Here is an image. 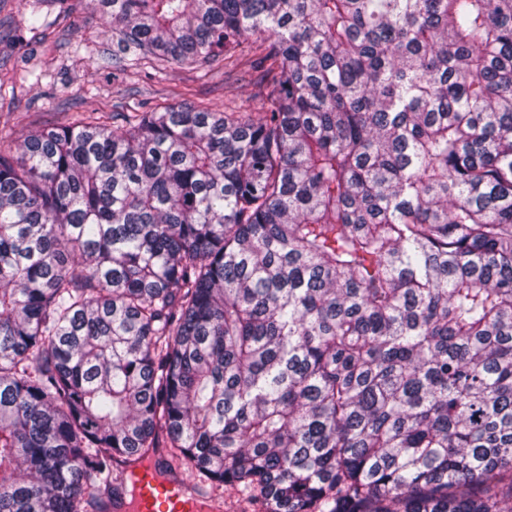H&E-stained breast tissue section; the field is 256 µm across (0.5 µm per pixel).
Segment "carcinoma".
<instances>
[{"label":"carcinoma","instance_id":"cac0c4a2","mask_svg":"<svg viewBox=\"0 0 512 512\" xmlns=\"http://www.w3.org/2000/svg\"><path fill=\"white\" fill-rule=\"evenodd\" d=\"M98 4L266 95L0 149V512H512V0ZM133 480L137 487L136 507L130 509L120 500L114 501L113 511L124 512H203L214 511L202 507V498L188 495L186 484L161 479L152 469L139 467L134 471Z\"/></svg>","mask_w":512,"mask_h":512}]
</instances>
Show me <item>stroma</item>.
<instances>
[{
  "label": "stroma",
  "instance_id": "obj_1",
  "mask_svg": "<svg viewBox=\"0 0 512 512\" xmlns=\"http://www.w3.org/2000/svg\"><path fill=\"white\" fill-rule=\"evenodd\" d=\"M28 0H0V146L16 147L32 129L87 117L159 110L188 103L221 111L241 100L260 109L265 85L257 73L168 67L153 76L141 61L130 75L112 68V33L95 0H67L46 27L30 31Z\"/></svg>",
  "mask_w": 512,
  "mask_h": 512
}]
</instances>
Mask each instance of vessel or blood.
Here are the masks:
<instances>
[{
	"mask_svg": "<svg viewBox=\"0 0 512 512\" xmlns=\"http://www.w3.org/2000/svg\"><path fill=\"white\" fill-rule=\"evenodd\" d=\"M135 512H203L199 496L186 492L185 484L159 478L154 470L137 468Z\"/></svg>",
	"mask_w": 512,
	"mask_h": 512,
	"instance_id": "vessel-or-blood-1",
	"label": "vessel or blood"
}]
</instances>
